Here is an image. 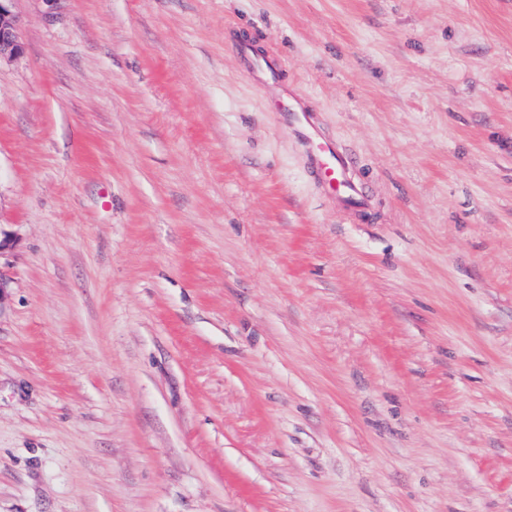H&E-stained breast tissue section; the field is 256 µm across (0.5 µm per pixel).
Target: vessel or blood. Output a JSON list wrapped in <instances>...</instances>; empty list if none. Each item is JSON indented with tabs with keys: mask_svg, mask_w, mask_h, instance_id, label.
<instances>
[{
	"mask_svg": "<svg viewBox=\"0 0 512 512\" xmlns=\"http://www.w3.org/2000/svg\"><path fill=\"white\" fill-rule=\"evenodd\" d=\"M240 59L249 78L267 90L273 109L281 113L289 132L304 146L309 168L338 205L353 210L364 208L366 194L353 175L352 156L337 141L319 132L305 98L283 78V58L272 51L257 52L246 46L241 50Z\"/></svg>",
	"mask_w": 512,
	"mask_h": 512,
	"instance_id": "b4317fda",
	"label": "vessel or blood"
}]
</instances>
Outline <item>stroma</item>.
<instances>
[{"mask_svg": "<svg viewBox=\"0 0 512 512\" xmlns=\"http://www.w3.org/2000/svg\"><path fill=\"white\" fill-rule=\"evenodd\" d=\"M12 8L0 512H512V0ZM243 70L262 85L275 110L282 115L288 132L305 148L307 163L342 208L353 210L366 206L362 184L353 176L354 160L337 141L324 137L303 95L284 80L285 62L274 51L256 52L243 47L240 53Z\"/></svg>", "mask_w": 512, "mask_h": 512, "instance_id": "stroma-1", "label": "stroma"}]
</instances>
